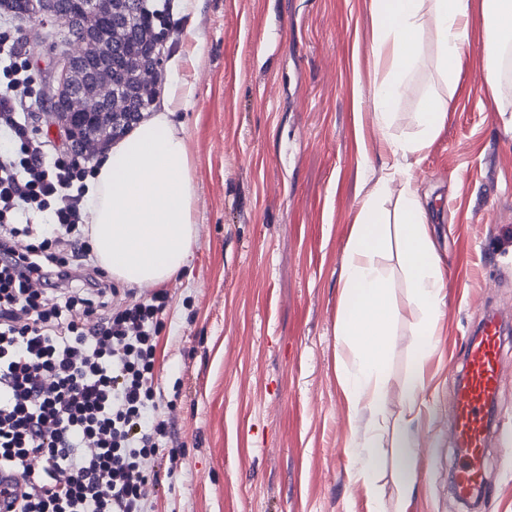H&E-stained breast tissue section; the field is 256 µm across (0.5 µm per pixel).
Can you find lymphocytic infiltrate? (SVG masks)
Returning a JSON list of instances; mask_svg holds the SVG:
<instances>
[{
    "instance_id": "f902f5d3",
    "label": "lymphocytic infiltrate",
    "mask_w": 512,
    "mask_h": 512,
    "mask_svg": "<svg viewBox=\"0 0 512 512\" xmlns=\"http://www.w3.org/2000/svg\"><path fill=\"white\" fill-rule=\"evenodd\" d=\"M38 94L0 32V470L24 485L16 512H146L174 441L154 374L169 293L117 288L92 260L95 169L32 133Z\"/></svg>"
}]
</instances>
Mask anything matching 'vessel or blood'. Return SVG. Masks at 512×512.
<instances>
[{"label": "vessel or blood", "mask_w": 512, "mask_h": 512, "mask_svg": "<svg viewBox=\"0 0 512 512\" xmlns=\"http://www.w3.org/2000/svg\"><path fill=\"white\" fill-rule=\"evenodd\" d=\"M504 333V324L498 315L491 314L482 320L477 335L467 345L465 373L450 399L451 433L459 451L455 491L463 499L487 487L489 410L503 377Z\"/></svg>", "instance_id": "1"}]
</instances>
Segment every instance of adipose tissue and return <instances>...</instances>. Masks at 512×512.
Returning <instances> with one entry per match:
<instances>
[{"mask_svg": "<svg viewBox=\"0 0 512 512\" xmlns=\"http://www.w3.org/2000/svg\"><path fill=\"white\" fill-rule=\"evenodd\" d=\"M484 5L486 81L499 94L506 50L500 30L512 24V0H484ZM373 8L378 34L372 55L384 71L374 83L373 115L375 125L387 129L423 56L435 60L443 81L453 79L461 52L470 42L469 0H373ZM428 30L434 34L429 43L424 40ZM192 96L187 78L166 84L160 109L112 146L88 181L92 250L99 265L123 284L158 285L190 262L196 186L186 139L174 114ZM447 112L441 95L426 96L415 114L416 133L387 140L388 154L404 158L419 153L444 124ZM402 180L394 214L382 207L389 180L377 182L361 200L341 275L337 346L344 395L356 419L347 453L354 480L370 492V512H387L379 485L382 474H391L398 503H405L416 487L421 449L413 426L425 405L424 363L433 351L432 336L443 313L444 282L428 210L413 177L406 173ZM390 254L397 258L419 314L412 330L417 362L405 378L401 412L393 420L387 415L384 369L397 312L381 264Z\"/></svg>", "mask_w": 512, "mask_h": 512, "instance_id": "obj_1", "label": "adipose tissue"}]
</instances>
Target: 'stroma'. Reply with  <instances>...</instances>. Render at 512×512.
Masks as SVG:
<instances>
[{
	"mask_svg": "<svg viewBox=\"0 0 512 512\" xmlns=\"http://www.w3.org/2000/svg\"><path fill=\"white\" fill-rule=\"evenodd\" d=\"M163 59L196 49L189 106L175 114L194 163L196 237L170 294L157 347L161 412L180 445L159 468L151 512H369L346 448L352 417L336 347L340 276L358 202L386 177V138L415 131L430 92L448 117L421 152L397 159L427 192L445 282L425 366L424 448L405 512H512V341L485 463L489 494L468 510L448 401L485 310L512 311V96L483 63L484 0L456 80L432 59L410 78L389 131L369 93L373 0H167ZM383 265L400 317L387 364L390 416L415 357L417 314L395 261Z\"/></svg>",
	"mask_w": 512,
	"mask_h": 512,
	"instance_id": "stroma-1",
	"label": "stroma"
}]
</instances>
